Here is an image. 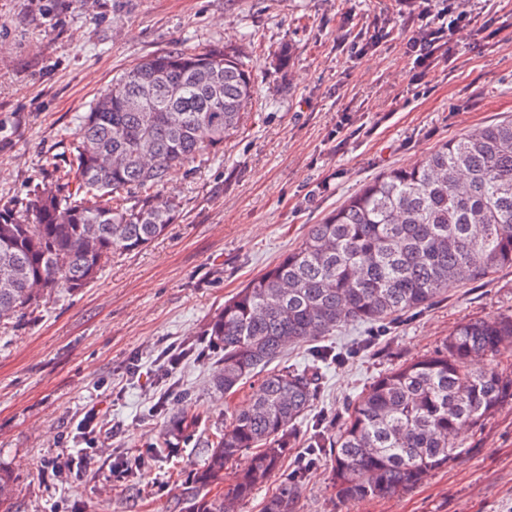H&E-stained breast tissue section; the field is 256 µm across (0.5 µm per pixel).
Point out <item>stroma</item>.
Here are the masks:
<instances>
[{"label":"stroma","instance_id":"stroma-1","mask_svg":"<svg viewBox=\"0 0 512 512\" xmlns=\"http://www.w3.org/2000/svg\"><path fill=\"white\" fill-rule=\"evenodd\" d=\"M412 0H0V205L67 168L78 118L137 60L186 46L236 51L252 103L224 152L170 172L158 191L179 216L146 249L120 254L0 328V473L11 512H178L205 441L248 401L211 383L206 334L226 299L298 247L363 184L419 163L468 130L512 117V0H465L475 20L447 63L408 50ZM512 313V270L452 285L394 323L349 326L295 346L282 364L318 369L320 390L281 467L239 512H262L311 455L295 512H512V406L466 430L464 453L412 490L341 509L331 448L346 404L379 375L436 350L461 323ZM182 344L165 372L166 348ZM344 361H336L337 353ZM115 434L87 469L48 467L83 447L88 410ZM195 415L193 436L172 427ZM143 468H133L136 458ZM132 470L112 475L114 464Z\"/></svg>","mask_w":512,"mask_h":512}]
</instances>
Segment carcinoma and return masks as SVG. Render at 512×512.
Listing matches in <instances>:
<instances>
[{"instance_id": "carcinoma-1", "label": "carcinoma", "mask_w": 512, "mask_h": 512, "mask_svg": "<svg viewBox=\"0 0 512 512\" xmlns=\"http://www.w3.org/2000/svg\"><path fill=\"white\" fill-rule=\"evenodd\" d=\"M251 97L250 72L228 49L173 48L125 69L80 116L66 182L0 207V322L90 286L113 255L164 235L179 202L151 189L172 167L222 152ZM510 268L512 120L471 129L348 197L210 321L207 335L223 351L213 386L230 394L264 376L208 436L184 512H238L294 446L317 389L314 373L272 366L288 348L390 322L446 297L451 283ZM511 346L512 314L468 321L356 396L331 444L340 503L403 493L460 457V431L512 405V377L498 369ZM247 451V468L224 484ZM302 477L284 482L263 512H295Z\"/></svg>"}]
</instances>
